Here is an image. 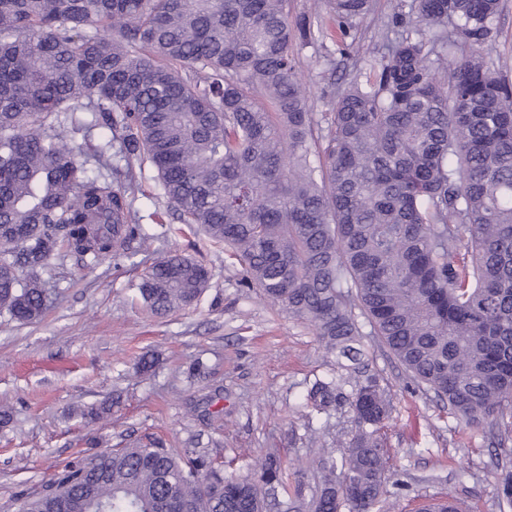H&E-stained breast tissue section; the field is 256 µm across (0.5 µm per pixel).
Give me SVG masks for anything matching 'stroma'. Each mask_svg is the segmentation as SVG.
Masks as SVG:
<instances>
[{
  "label": "stroma",
  "mask_w": 512,
  "mask_h": 512,
  "mask_svg": "<svg viewBox=\"0 0 512 512\" xmlns=\"http://www.w3.org/2000/svg\"><path fill=\"white\" fill-rule=\"evenodd\" d=\"M412 3L374 0L359 25L356 57L342 56L331 40L299 50L297 70L314 112L331 111L342 77L369 79L364 62L384 55L385 23L410 14ZM493 32L487 51L512 79V0H502ZM135 207L148 236L144 250L92 269L57 256L42 273L51 302L41 320L21 323L0 313V402L11 408L9 421L0 420V512H19L58 466L85 455L92 439L104 450L158 438L209 454L239 476L273 449L293 486L310 481L299 467L313 454L308 427L322 428L331 457L354 435L349 405L307 416V383L336 368L313 330L244 288L242 270L223 246L181 228L153 168L144 170ZM175 251L203 261L211 286L190 307L150 315L136 297L140 275ZM362 333L392 398L384 433L388 468L400 485L385 494L384 512H417L424 500L448 496L464 512H504L496 484L501 470L512 469V439L501 443L467 429L447 401L417 386L370 324ZM145 355L155 366L143 374L136 363ZM107 400L113 406L104 419L81 416Z\"/></svg>",
  "instance_id": "obj_1"
}]
</instances>
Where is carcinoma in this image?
<instances>
[{
  "label": "carcinoma",
  "instance_id": "obj_1",
  "mask_svg": "<svg viewBox=\"0 0 512 512\" xmlns=\"http://www.w3.org/2000/svg\"><path fill=\"white\" fill-rule=\"evenodd\" d=\"M289 2L0 0V312L41 318V272L61 252L89 269L141 251L134 168L149 163L180 223L336 354L303 401L349 403L355 434L339 461H313L316 486L291 508L375 512L391 405L356 311L466 425L512 432V83L484 52L501 0H415V31L385 24L404 31L364 60L373 78L319 117L294 49L328 33L290 21ZM325 4L349 37L373 0ZM210 284L175 252L137 290L166 315ZM253 470L159 445L99 451L21 512H264L283 471L273 453ZM498 493L512 509V471Z\"/></svg>",
  "mask_w": 512,
  "mask_h": 512
}]
</instances>
